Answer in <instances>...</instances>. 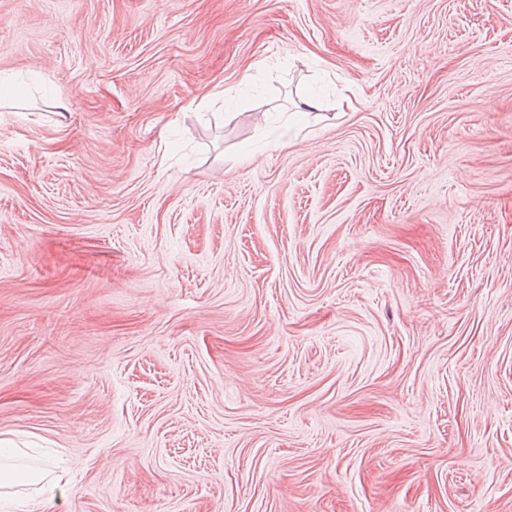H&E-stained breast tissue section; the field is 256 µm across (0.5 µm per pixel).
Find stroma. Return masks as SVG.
Masks as SVG:
<instances>
[{"instance_id": "obj_1", "label": "stroma", "mask_w": 512, "mask_h": 512, "mask_svg": "<svg viewBox=\"0 0 512 512\" xmlns=\"http://www.w3.org/2000/svg\"><path fill=\"white\" fill-rule=\"evenodd\" d=\"M0 75L54 512H512V0H0Z\"/></svg>"}]
</instances>
